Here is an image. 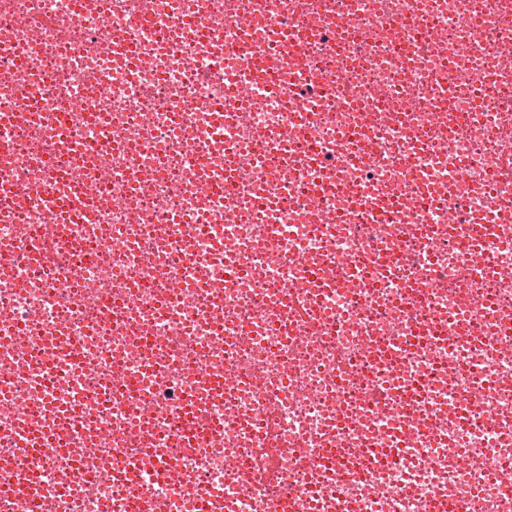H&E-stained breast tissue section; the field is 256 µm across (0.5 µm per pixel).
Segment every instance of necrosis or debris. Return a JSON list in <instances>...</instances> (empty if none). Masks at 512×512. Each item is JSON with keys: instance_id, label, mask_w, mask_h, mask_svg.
Masks as SVG:
<instances>
[{"instance_id": "necrosis-or-debris-1", "label": "necrosis or debris", "mask_w": 512, "mask_h": 512, "mask_svg": "<svg viewBox=\"0 0 512 512\" xmlns=\"http://www.w3.org/2000/svg\"><path fill=\"white\" fill-rule=\"evenodd\" d=\"M1 141L0 512H512V0H0Z\"/></svg>"}]
</instances>
